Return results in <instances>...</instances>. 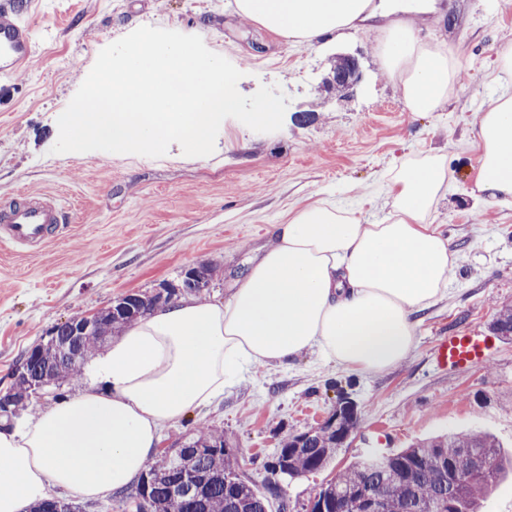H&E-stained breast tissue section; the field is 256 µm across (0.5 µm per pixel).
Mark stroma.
Segmentation results:
<instances>
[{"label":"stroma","mask_w":512,"mask_h":512,"mask_svg":"<svg viewBox=\"0 0 512 512\" xmlns=\"http://www.w3.org/2000/svg\"><path fill=\"white\" fill-rule=\"evenodd\" d=\"M441 4L439 17L418 16V34L456 53L460 78L442 108L415 114L378 64L379 31L308 46L235 14L233 0H35L28 17L34 57L0 77V197H56L71 222L35 252L0 243V391L55 325L127 293H154L187 267H213L205 296L226 300L273 225L302 205L329 200L354 209L362 223H381L391 210L392 171L436 150L448 159V192L432 224L459 260L447 295L418 314L408 358L362 372L310 351L286 365L254 367L212 405L164 425L161 445L201 426L218 429L242 478L264 493L265 464L283 436L319 426L349 398L358 424L344 448L320 471L280 479L269 512L283 505L309 512L321 485L351 462L452 429L492 433L512 452V340L498 339L491 358L461 370L435 358L448 330L490 334L497 311L512 305V204H489L473 191L477 116L512 92V79L493 73L495 48L512 40V6ZM141 26L200 36L241 71L243 95L280 86L288 98L282 128L257 133L225 119L214 153L204 157L185 156L176 144L159 158L53 153L57 119L99 52ZM339 52L356 55L363 72L343 100L321 86Z\"/></svg>","instance_id":"1"}]
</instances>
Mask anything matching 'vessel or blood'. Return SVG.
Returning a JSON list of instances; mask_svg holds the SVG:
<instances>
[{"mask_svg":"<svg viewBox=\"0 0 512 512\" xmlns=\"http://www.w3.org/2000/svg\"><path fill=\"white\" fill-rule=\"evenodd\" d=\"M27 8L26 0H0V72L13 74L33 56L31 27L22 17ZM69 221L57 198L23 192L18 199L0 201V242L35 251L58 237ZM493 349L491 337L452 330L440 341L437 360L459 370L488 359Z\"/></svg>","mask_w":512,"mask_h":512,"instance_id":"1","label":"vessel or blood"}]
</instances>
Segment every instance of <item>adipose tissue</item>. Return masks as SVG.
<instances>
[{
  "instance_id": "1",
  "label": "adipose tissue",
  "mask_w": 512,
  "mask_h": 512,
  "mask_svg": "<svg viewBox=\"0 0 512 512\" xmlns=\"http://www.w3.org/2000/svg\"><path fill=\"white\" fill-rule=\"evenodd\" d=\"M236 11L308 45L381 14L370 0H236ZM382 32L379 63L405 107L441 108L458 78L455 54L423 44L405 16ZM477 140L479 197L512 202V94L480 113ZM447 189V159L429 152L391 174L384 223L326 200L303 205L274 225L273 245L226 301L183 297L125 329L95 358V381L23 429H0V512H25L57 490L96 500L124 489L157 455L163 424L214 403L253 366L312 349L353 370L407 358L416 314L454 274L456 250L429 221Z\"/></svg>"
}]
</instances>
